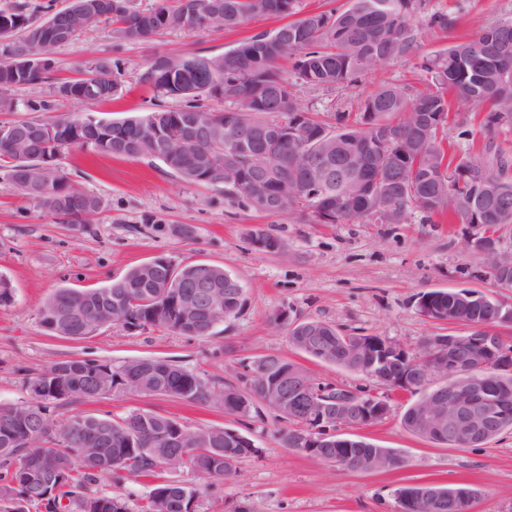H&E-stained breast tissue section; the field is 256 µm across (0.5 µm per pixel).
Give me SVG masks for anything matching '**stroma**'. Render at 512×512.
<instances>
[{
	"label": "stroma",
	"instance_id": "stroma-1",
	"mask_svg": "<svg viewBox=\"0 0 512 512\" xmlns=\"http://www.w3.org/2000/svg\"><path fill=\"white\" fill-rule=\"evenodd\" d=\"M436 12L448 14L453 26L428 28L427 20ZM510 19L512 0H422L411 19L414 39L402 56L351 87L296 85L297 104L356 117L364 98L380 87L426 89L431 79L421 68L424 57L473 38L481 26ZM283 23L280 17L255 14L231 30L167 32L147 45L126 43L122 93L98 103L64 101L59 110L105 120L143 115L155 104L152 90L140 81L150 56L221 54ZM111 52V28L103 23L56 49V74L65 80L80 78L83 64ZM60 164L75 184L100 201L79 230L20 195L0 170V275L13 287L12 302L0 306V405L32 401L24 368L73 358L115 364L169 359L221 388L236 384L241 362L276 354L318 380L387 395L390 411L383 420L359 430L343 429L342 434L395 450L402 466L374 473L343 470L286 448L272 411L244 417L212 401L130 392L70 403L56 418L148 411L253 440L258 455L243 459L235 478L219 490L207 491L198 512H394L397 488L429 480L476 490L473 512H512V434L464 450L414 436L401 424L414 400L411 393L386 391L375 380L305 357L291 349L285 328L274 322L285 311L339 326L347 334L387 336L411 350L424 337L465 332V325L422 316L416 299L427 291L470 288L512 302V288L494 281L486 255L475 245L483 229L444 212L429 217L414 211L398 224H325L302 208L270 216L226 197L223 188L185 183L149 157L120 159L76 146ZM177 224L193 225L195 237L172 235ZM257 230L277 238L282 250L257 249L252 242ZM159 255L178 265L203 261L224 267L243 288L238 312L204 337L112 324L88 339L68 340L42 327L40 307L55 289L100 288Z\"/></svg>",
	"mask_w": 512,
	"mask_h": 512
}]
</instances>
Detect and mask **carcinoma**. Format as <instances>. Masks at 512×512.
<instances>
[{"mask_svg":"<svg viewBox=\"0 0 512 512\" xmlns=\"http://www.w3.org/2000/svg\"><path fill=\"white\" fill-rule=\"evenodd\" d=\"M83 21L67 37L51 39L47 36L40 14L53 11L52 0H33L18 5L9 12L0 9V16L8 14L12 26L0 30V107L13 110L19 106L27 112H50L55 100L29 99L17 103L10 93L15 89L47 80L40 67L20 72L14 57L26 54H55L83 32L102 22L112 26L111 34L117 41L149 42L163 32H201L232 28L252 14L292 16L298 11V0H173L152 8L133 11L130 0H78ZM417 9V0H349L347 8L310 12L305 17L290 21L271 32L256 34L235 48L211 56V67L202 70L183 68V61L156 57L148 63L142 80L149 83L162 97L182 101L177 109L163 105L150 111L160 115L178 129L192 126L200 131L196 148L201 153L224 150V121L243 114L244 119L278 129L286 141L276 152L278 174L269 179L271 192L288 196V208L302 207L325 224L374 219L381 224L388 219L372 210V202L392 212V219L400 222L409 209L426 214L448 211L464 224L478 220L493 227L500 224L497 209L487 207L474 218L464 208L463 200L484 191L482 183L471 175L469 163L477 157L448 159L443 174L429 171L430 160L443 154L437 143L442 117L450 112L448 93H456L463 101L488 106L479 134L486 141L485 154L494 163L488 165L495 189L512 201V159L496 149L494 141L503 127H512V20L484 26L469 40L448 47L442 55L428 59L424 69L431 74L432 87L411 94L400 86H384L371 93L364 102L360 126L345 124L340 113L322 115L299 107L293 94L294 86L304 84L319 88L353 85L364 73L403 55L412 41L409 17ZM206 13L211 23L205 27L190 21L191 16ZM294 60L293 77L289 80L279 69L282 60ZM97 77L93 80L75 79L55 83L58 98L81 103L105 101L115 96L120 87L121 66L117 58L101 57L95 60ZM220 101L227 108L218 109L211 102ZM301 120L308 136L293 134V118ZM149 115L107 123L110 138L102 140L98 126H84L74 131L75 118L62 114L44 121L19 120L9 124V130L20 132V144L34 159L45 153L77 145L99 154L136 158L155 156L179 179L193 184H213L207 170L195 165L179 145L163 154L155 155L156 141L143 129ZM39 125L55 129L57 144H48L31 135ZM303 146L314 155L348 157L356 168V177L345 181L339 189L322 198L309 196L314 189L304 169L295 164L294 150ZM0 167L5 169L14 186L24 195L40 201L51 213L58 215L71 208L95 211L99 200L92 194L74 187L67 178L53 183L47 191H39L40 176L31 169V161L10 162L0 151ZM240 173H223L219 184L224 194L243 199L244 187ZM159 261L153 278H141L142 266L132 268L122 278L108 285L92 289L63 287L49 295L40 308V322L56 335L66 319L70 305L83 303L93 317L103 307L115 308L121 325L150 322L158 329L183 336H209L215 327L238 311L236 278L229 277L224 268L210 265L213 284L224 294V307L206 318L194 314L181 317L175 313L172 300L178 293L174 281L168 279V268ZM448 316L470 328L487 324L492 317L491 307L503 301L490 297L482 305L460 307L451 301L449 292H442ZM320 336L335 350L332 365L344 370L363 373L360 361L343 349V336L336 326L316 319H304L290 336H302L306 331ZM142 382L150 394L165 395L184 401H208L215 387L200 374L169 360L142 358ZM87 363L74 359L53 363L30 372V381L39 378L63 379L80 399L101 397L93 381L86 376ZM492 387L499 390L501 401L508 406L511 417L501 430L487 441L512 432V370L503 367L492 379ZM65 402L45 392L36 401L27 404L29 418L42 420L41 432L31 435L25 429L7 435L4 427L10 423L8 412L15 406H0V512H26L28 506L38 504L45 512H192L204 493L201 487L182 482L159 481L146 497V502L133 510L126 497L106 494L94 489L103 479L118 484L128 477L156 478L167 459L184 453L187 460L182 467L208 479L207 486L233 479L237 470L224 468V459L235 462L259 453L252 441L230 444L224 440V430L194 428L152 412L132 411L124 416L84 415L68 420L59 431L52 428L51 413ZM224 411L239 415L260 414L255 398L242 394L228 403ZM284 425L281 430L285 445H290L293 433L313 428L307 412L298 405L276 413ZM181 428L183 443L171 448L163 441L149 443L152 435L173 433ZM380 448L366 440L349 438L342 446L331 444L318 448L309 455L346 468V461L355 456L368 455ZM43 460L52 465L56 476L51 493L40 490L25 480L19 468L22 459ZM422 491L438 495L427 501L424 512H469L471 501L448 500V487L419 483L397 489L396 504L412 512L413 507L403 499H416Z\"/></svg>","mask_w":512,"mask_h":512,"instance_id":"carcinoma-1","label":"carcinoma"}]
</instances>
